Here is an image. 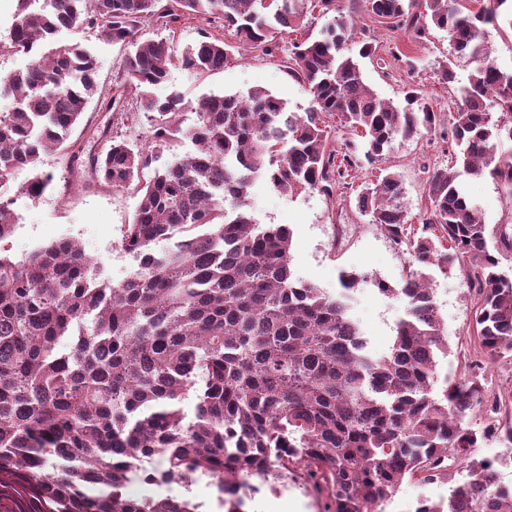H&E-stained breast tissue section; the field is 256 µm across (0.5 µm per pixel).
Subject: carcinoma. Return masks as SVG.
I'll use <instances>...</instances> for the list:
<instances>
[{
	"instance_id": "1",
	"label": "carcinoma",
	"mask_w": 512,
	"mask_h": 512,
	"mask_svg": "<svg viewBox=\"0 0 512 512\" xmlns=\"http://www.w3.org/2000/svg\"><path fill=\"white\" fill-rule=\"evenodd\" d=\"M0 56L31 63L0 76V184L41 156L65 150L79 165L73 127L97 100L109 110L132 95L134 121L146 118L153 148L188 140L195 151L152 168L153 152L124 138L89 159L81 173L114 189H136L133 220L121 240L141 266L114 284L76 240L62 238L20 258L0 253V492L36 499L43 512H200L183 496L136 499L129 479L187 485L205 476L224 512H245L241 490L267 473L284 451L307 456L312 477L326 482L334 512H367L386 502L408 476L448 478L463 461L485 490L452 488L448 501L421 498L416 512H512V488L498 485L493 463L474 449L491 437L512 446V423L465 426L484 399L480 374L442 378L448 353L443 321L426 270L466 272L475 297L473 331L480 354L512 357V224L488 246L489 230L460 178L488 175L512 196V71L497 67L488 27L509 18L512 0H18ZM333 14L317 37L314 11ZM220 19L237 43L266 56L288 53V73L311 95L289 111L272 92L204 95L196 104L155 89L172 70L224 69L231 45L203 33L191 46L173 36H146L184 17ZM404 30L414 40L430 27L448 35L452 58L438 79L456 82L454 59L473 64L459 88L458 111L434 110L408 88L384 101L363 80L359 60L377 46L361 40L362 22ZM91 29L128 48L123 82L109 96L98 63L79 43L45 49L62 30ZM299 34L288 48L275 39ZM193 122L182 125L185 109ZM351 138L337 147L327 119ZM439 136L444 167L428 171L427 206L412 229L399 175L382 167L397 140ZM376 170L355 201L389 240L406 245L411 269L401 288L378 283L408 301L388 353L370 354L348 315L358 274L342 277L332 297L296 278L292 233L262 227L249 212V189L261 176L277 189L349 187L353 171ZM15 200L0 195V242L18 223ZM162 240L169 246L158 251ZM196 398L193 417L180 406ZM162 457L165 466L144 462Z\"/></svg>"
}]
</instances>
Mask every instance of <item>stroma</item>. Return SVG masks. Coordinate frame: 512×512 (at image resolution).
I'll return each instance as SVG.
<instances>
[{
  "label": "stroma",
  "mask_w": 512,
  "mask_h": 512,
  "mask_svg": "<svg viewBox=\"0 0 512 512\" xmlns=\"http://www.w3.org/2000/svg\"><path fill=\"white\" fill-rule=\"evenodd\" d=\"M364 34L383 49L399 44L416 60V68L411 72L403 67L383 69L375 62L361 60L364 80L380 98L401 101L404 87L412 83L431 98L438 111H456L453 90L437 76L440 63L450 57L445 32L434 28L427 40L415 42L408 34L370 23ZM59 38L81 43L92 52L99 63L98 80L103 92L113 93L122 81L124 48L98 39L89 30H65ZM167 87L181 91L191 101L210 92L244 93L262 87L284 99L294 112L305 111L311 100L309 93L289 75L281 59L240 48L233 50L222 71L194 74L176 70ZM136 109V101L131 97L110 111L89 103L70 139L82 147L87 157L104 151L105 137L109 134L148 146L151 140L148 124H134L129 119ZM387 163L400 173L406 204L415 215L427 204L425 167L447 165L448 150L438 142L428 145L421 140H404L396 144ZM39 171L52 174V183L37 197L19 196L20 187ZM463 187L478 204L484 224L493 227L512 222V201L500 184L488 177H467ZM7 188L18 196L19 224L14 234L1 244L11 255L19 257L36 246L69 237L99 259L113 282H121L134 272L133 258L119 246L137 204L134 189H115L81 177L71 170L69 157L62 151L42 155L38 169L17 170ZM355 196V191L342 187L337 188L331 200L317 191L288 193L259 179L250 190L249 203L256 223L285 224L292 230L291 267L296 277L333 296L340 290L341 272L362 274V281L352 293L350 313L367 338L369 349L382 355L393 344L396 327L405 315L406 300L400 295L380 293L377 283L382 280L392 287H400L410 267V255L395 247L376 225L369 223L367 216L356 209ZM433 297L449 344L447 357L440 360L441 373L463 376L478 365L487 381L488 396L512 390V360L484 361L478 354L473 303L462 275L434 273ZM452 472L453 479L449 482L404 479L385 503L384 512H406L408 505L421 497L435 501L447 499L453 482L462 481L468 469L458 463ZM246 495L248 512H332L334 508L327 485L318 480L292 482L287 490L275 494L268 490L265 478L255 477Z\"/></svg>",
  "instance_id": "stroma-1"
}]
</instances>
